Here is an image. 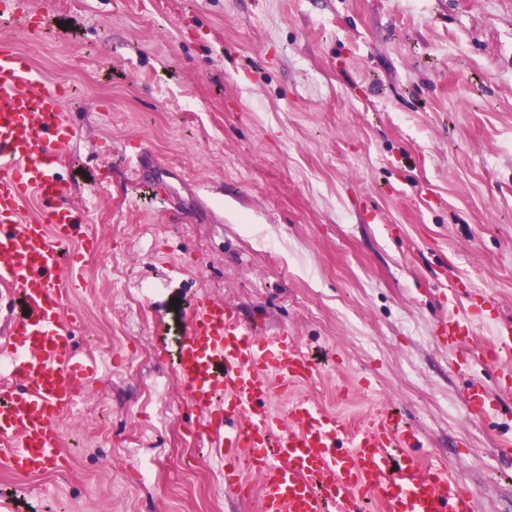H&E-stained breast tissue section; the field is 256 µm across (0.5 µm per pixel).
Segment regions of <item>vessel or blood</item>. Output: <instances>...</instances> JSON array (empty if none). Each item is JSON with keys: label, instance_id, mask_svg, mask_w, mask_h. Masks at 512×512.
Instances as JSON below:
<instances>
[{"label": "vessel or blood", "instance_id": "vessel-or-blood-1", "mask_svg": "<svg viewBox=\"0 0 512 512\" xmlns=\"http://www.w3.org/2000/svg\"><path fill=\"white\" fill-rule=\"evenodd\" d=\"M64 86L46 81L21 56L0 49V322L9 339L6 366L14 380L0 396V467L20 475L60 470L68 460L60 430L98 371L76 359L74 321L64 302L82 286V270H62V248L97 251L76 209L64 206L68 183L56 167L76 134L64 113ZM41 206L29 219V198ZM173 376L201 414L192 434L214 449L225 487L255 498L256 512H361L364 497L386 512H474L466 484L395 456L412 435L384 408L363 424L300 398L291 422L275 413V390L312 380L316 369L287 332L263 335L236 310L199 297L188 310ZM474 315L442 321L451 341L471 334ZM512 352V324L496 326L485 360ZM259 478L250 486L244 470Z\"/></svg>", "mask_w": 512, "mask_h": 512}]
</instances>
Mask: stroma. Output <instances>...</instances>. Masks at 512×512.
Here are the masks:
<instances>
[{"instance_id":"stroma-1","label":"stroma","mask_w":512,"mask_h":512,"mask_svg":"<svg viewBox=\"0 0 512 512\" xmlns=\"http://www.w3.org/2000/svg\"><path fill=\"white\" fill-rule=\"evenodd\" d=\"M24 7L0 46L69 88L59 172L102 248L68 246L85 286L65 308L100 370L61 422L68 467L0 469V512H254L173 378L201 294L318 362L292 397L352 426L398 409L475 512H512V393L439 334L480 293L473 345L512 321V0Z\"/></svg>"}]
</instances>
